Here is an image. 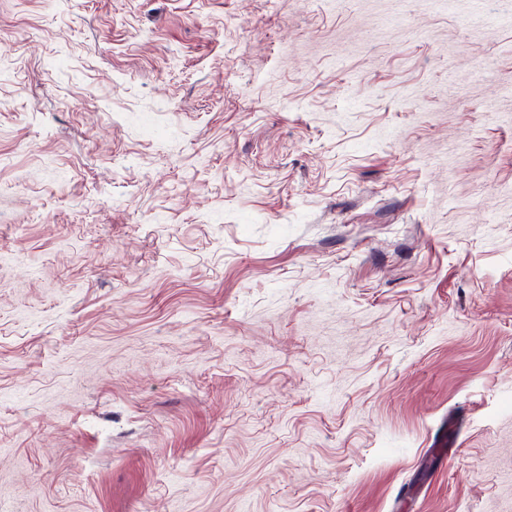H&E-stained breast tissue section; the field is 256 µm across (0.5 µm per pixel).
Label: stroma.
<instances>
[{"instance_id": "1", "label": "stroma", "mask_w": 512, "mask_h": 512, "mask_svg": "<svg viewBox=\"0 0 512 512\" xmlns=\"http://www.w3.org/2000/svg\"><path fill=\"white\" fill-rule=\"evenodd\" d=\"M0 512H512V0H0Z\"/></svg>"}]
</instances>
